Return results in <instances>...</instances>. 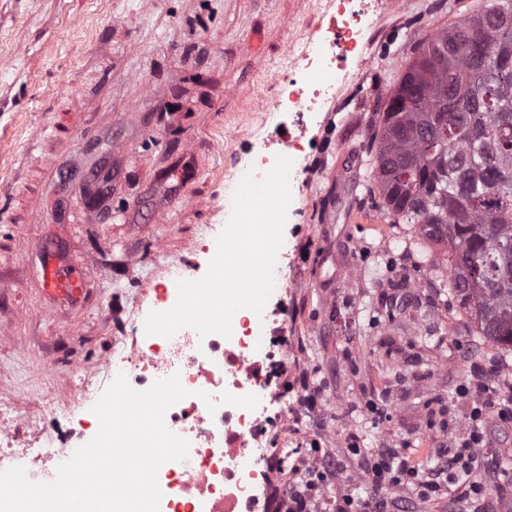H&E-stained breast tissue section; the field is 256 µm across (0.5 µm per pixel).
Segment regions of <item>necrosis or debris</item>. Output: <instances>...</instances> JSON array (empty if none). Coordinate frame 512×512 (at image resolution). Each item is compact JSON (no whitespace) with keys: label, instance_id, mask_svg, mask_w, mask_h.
<instances>
[{"label":"necrosis or debris","instance_id":"4bbe7bcc","mask_svg":"<svg viewBox=\"0 0 512 512\" xmlns=\"http://www.w3.org/2000/svg\"><path fill=\"white\" fill-rule=\"evenodd\" d=\"M372 16L365 0H330L323 12L324 32L319 38L303 36L289 73L278 81L271 101L260 111H273L275 125L259 123L240 132L245 144L244 162L224 173V196L233 193L246 174L262 177L261 167L279 155L292 159L290 187L303 189L309 172L304 165L309 126L323 103L332 99L344 78L343 60L367 64L365 54ZM212 240L202 241L197 256L178 279L158 282L145 291L144 306L134 317L121 320L100 368L110 377L125 374L130 386L142 391L154 381L179 375L188 397L165 414V425L186 439V461L163 464L157 475L163 493L159 512H264L261 487L287 478L288 489L301 493L324 472L320 447L336 439L359 445L355 425L347 423L323 430L308 448L304 416L297 397L284 387L280 372L288 364L289 347L277 336L271 313L244 309L234 316L231 337H205L191 328L173 337L149 336L144 331L149 312L166 311L178 298V280L204 276L214 257ZM82 408L64 432L39 426L36 417L13 410L0 412V471L24 467L34 483L55 479L59 466L97 433L92 412L101 390L88 377H80ZM256 395V408L221 403L222 394ZM218 400L209 410L206 398ZM45 439L48 453L31 454L28 434Z\"/></svg>","mask_w":512,"mask_h":512}]
</instances>
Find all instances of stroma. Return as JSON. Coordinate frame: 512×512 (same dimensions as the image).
I'll list each match as a JSON object with an SVG mask.
<instances>
[{"mask_svg":"<svg viewBox=\"0 0 512 512\" xmlns=\"http://www.w3.org/2000/svg\"><path fill=\"white\" fill-rule=\"evenodd\" d=\"M480 0H383L370 37L372 61L348 64L349 80L310 126L314 181L297 194L288 234V283L278 322L294 354L285 378L309 382L306 420H356L367 447L431 450L466 420L455 391L476 361L512 365V351L483 345L448 291L440 251L420 248L410 224H390L373 191L369 138L419 44L463 19ZM322 0H0V404L35 411L48 396L65 424L80 400L68 366L95 369L112 331L166 265L195 256L208 225L224 221V171L244 148L233 132L255 124L290 67L288 50L321 23ZM78 117V148L58 158L40 189L38 221L14 224L31 183V148L47 117ZM94 163L114 169L112 215L90 221L61 178ZM190 194L181 208L175 199ZM68 212L56 220L59 202ZM392 248L349 275L357 238ZM83 283L77 303L50 302L39 271L46 256ZM137 271H129L130 259ZM392 285L380 287L382 277ZM456 334L412 332L416 319ZM63 364L50 374L45 364ZM369 399L387 418L365 420ZM496 472L480 512H512V424L489 418Z\"/></svg>","mask_w":512,"mask_h":512,"instance_id":"35a3bbf8","label":"stroma"}]
</instances>
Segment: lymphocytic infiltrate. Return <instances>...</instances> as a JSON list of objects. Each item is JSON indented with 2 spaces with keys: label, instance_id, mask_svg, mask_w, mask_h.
I'll list each match as a JSON object with an SVG mask.
<instances>
[{
  "label": "lymphocytic infiltrate",
  "instance_id": "lymphocytic-infiltrate-1",
  "mask_svg": "<svg viewBox=\"0 0 512 512\" xmlns=\"http://www.w3.org/2000/svg\"><path fill=\"white\" fill-rule=\"evenodd\" d=\"M457 394L471 401L468 416L471 430L464 443L435 449L436 465L429 473L419 464L401 459L395 449H380L367 464L368 481L376 488V495L344 494L338 500L336 512H406L403 500L382 495V488L389 485H414L425 501L443 494L461 502L482 495L486 483L476 480L475 475L482 470L483 458L474 454L473 449L487 440L482 424L488 413L512 423V398L497 396L495 388L483 382L461 384Z\"/></svg>",
  "mask_w": 512,
  "mask_h": 512
}]
</instances>
